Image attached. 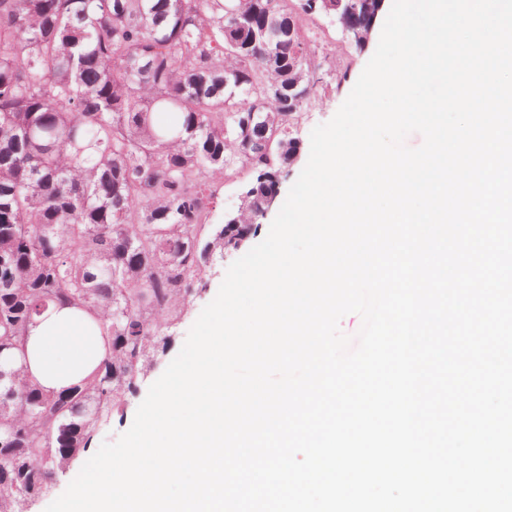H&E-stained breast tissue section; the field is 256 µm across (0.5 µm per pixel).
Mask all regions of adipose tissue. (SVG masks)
Instances as JSON below:
<instances>
[{
  "label": "adipose tissue",
  "instance_id": "adipose-tissue-1",
  "mask_svg": "<svg viewBox=\"0 0 512 512\" xmlns=\"http://www.w3.org/2000/svg\"><path fill=\"white\" fill-rule=\"evenodd\" d=\"M105 350L99 327L87 312L52 303L33 317L23 364L47 392H65L94 373Z\"/></svg>",
  "mask_w": 512,
  "mask_h": 512
}]
</instances>
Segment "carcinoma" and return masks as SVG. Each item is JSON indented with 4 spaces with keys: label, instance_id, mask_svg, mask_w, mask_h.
I'll return each instance as SVG.
<instances>
[{
    "label": "carcinoma",
    "instance_id": "1",
    "mask_svg": "<svg viewBox=\"0 0 512 512\" xmlns=\"http://www.w3.org/2000/svg\"><path fill=\"white\" fill-rule=\"evenodd\" d=\"M376 0H0V358L52 302L106 355L47 394L0 366V512H24L137 395L206 288L262 229L319 83L305 20ZM245 180L221 224L211 204Z\"/></svg>",
    "mask_w": 512,
    "mask_h": 512
}]
</instances>
